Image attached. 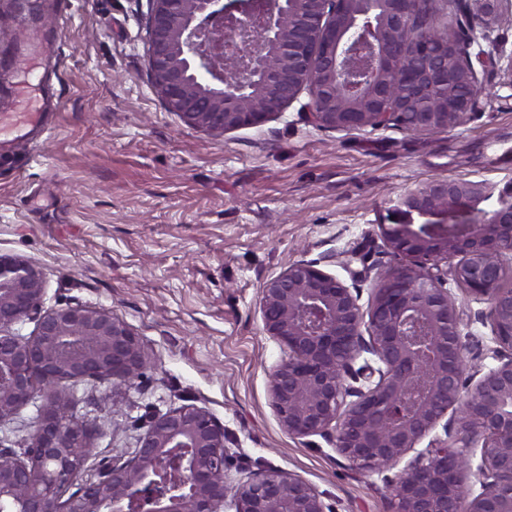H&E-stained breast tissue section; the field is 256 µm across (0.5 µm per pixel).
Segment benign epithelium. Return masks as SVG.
<instances>
[{
    "mask_svg": "<svg viewBox=\"0 0 512 512\" xmlns=\"http://www.w3.org/2000/svg\"><path fill=\"white\" fill-rule=\"evenodd\" d=\"M503 2L148 0V75L169 111L211 135L260 127L303 92L318 128L449 130L480 110L475 90L500 67L484 44ZM490 197L451 179L406 190L379 225L396 263L365 309L360 289L318 261L261 288L263 332L285 352L269 397L289 436H320L378 472L431 437L391 480V512H512V193L486 210ZM450 271L488 304L493 366L465 367ZM45 293L39 265L0 252V422L42 398L26 449L0 450V512H221L228 498L235 512H330L293 473L231 480L224 427L197 404L154 413L131 459L82 479L96 430L72 419L71 386L129 385L149 356L110 310L46 309ZM24 320L36 324L29 336L13 330ZM364 353L373 362L354 367Z\"/></svg>",
    "mask_w": 512,
    "mask_h": 512,
    "instance_id": "7a95c632",
    "label": "benign epithelium"
}]
</instances>
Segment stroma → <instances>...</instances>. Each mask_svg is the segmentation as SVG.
Here are the masks:
<instances>
[{
    "label": "stroma",
    "mask_w": 512,
    "mask_h": 512,
    "mask_svg": "<svg viewBox=\"0 0 512 512\" xmlns=\"http://www.w3.org/2000/svg\"><path fill=\"white\" fill-rule=\"evenodd\" d=\"M147 0H70L41 29L60 44L61 107L36 143L0 149V252L47 277L44 305L101 307L142 339L150 364L133 384L89 380L71 412L96 424L89 478L128 460L149 417L206 407L224 427L227 472L300 475L331 512H390L389 478L360 471L321 437L288 436L270 405L283 358L262 331L263 282L324 259L369 300L393 258L378 232L393 202L433 178L512 189V88L489 74L482 113L452 130L334 131L308 123L301 94L279 117L222 136L185 125L147 72ZM463 340L491 364L485 301L457 294Z\"/></svg>",
    "instance_id": "35a3bbf8"
}]
</instances>
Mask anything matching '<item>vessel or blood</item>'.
Instances as JSON below:
<instances>
[{"mask_svg":"<svg viewBox=\"0 0 512 512\" xmlns=\"http://www.w3.org/2000/svg\"><path fill=\"white\" fill-rule=\"evenodd\" d=\"M59 95L52 83L35 77L33 68L15 76L13 107L0 112V144L29 140L32 132L47 131L48 117Z\"/></svg>","mask_w":512,"mask_h":512,"instance_id":"b4317fda","label":"vessel or blood"}]
</instances>
